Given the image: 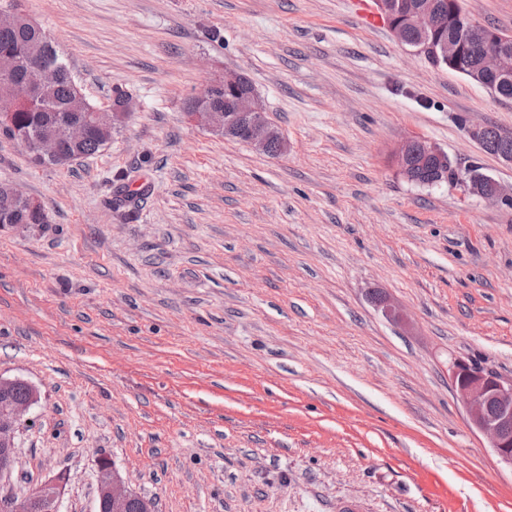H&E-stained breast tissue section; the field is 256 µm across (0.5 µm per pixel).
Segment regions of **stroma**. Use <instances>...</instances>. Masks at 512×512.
I'll return each mask as SVG.
<instances>
[{"mask_svg":"<svg viewBox=\"0 0 512 512\" xmlns=\"http://www.w3.org/2000/svg\"><path fill=\"white\" fill-rule=\"evenodd\" d=\"M19 3L88 101L135 109L67 167L0 137V183L49 216L0 225V376L39 393L6 492L61 475V512H97L104 454L158 512H512L449 377H512V207L392 162L422 138L512 189L460 123L512 131V99L358 0ZM461 6L512 35V0ZM227 68L285 154L188 122ZM121 173L148 188L136 211L112 205Z\"/></svg>","mask_w":512,"mask_h":512,"instance_id":"stroma-1","label":"stroma"}]
</instances>
